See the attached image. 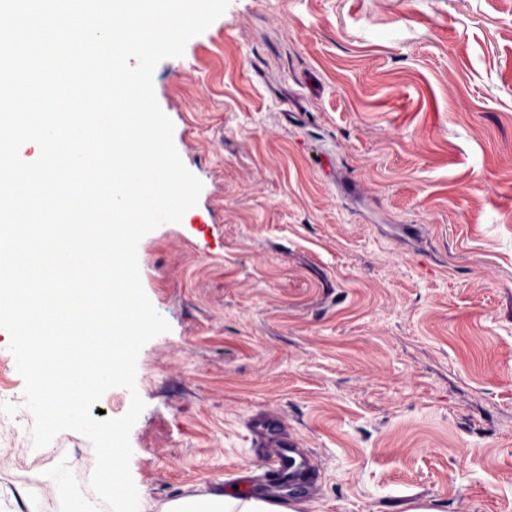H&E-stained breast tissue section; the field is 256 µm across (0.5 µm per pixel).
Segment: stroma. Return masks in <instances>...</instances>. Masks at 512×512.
<instances>
[{
    "instance_id": "stroma-1",
    "label": "stroma",
    "mask_w": 512,
    "mask_h": 512,
    "mask_svg": "<svg viewBox=\"0 0 512 512\" xmlns=\"http://www.w3.org/2000/svg\"><path fill=\"white\" fill-rule=\"evenodd\" d=\"M153 85L203 188L138 246L139 495L264 496L284 437L300 512H512V0H231ZM278 450L275 451L273 454H270L267 458H266V464H265V467L267 468V471L268 472H272V473H275L277 475L280 476V478L282 477V475L287 471V470H290L292 468L295 467L296 465V460L295 458L291 455V453H294L292 448H288V441H283L280 443V445L278 446ZM292 463V466L289 468V464ZM308 462L306 460H302L293 470H292V474L294 476L293 480H289V481H292V490H293V486H294V481L298 478H295L297 473L308 467Z\"/></svg>"
}]
</instances>
